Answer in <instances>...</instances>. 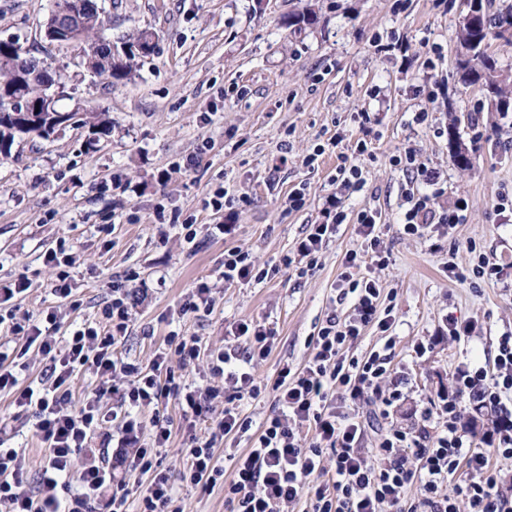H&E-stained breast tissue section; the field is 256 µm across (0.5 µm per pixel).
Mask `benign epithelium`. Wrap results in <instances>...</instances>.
Here are the masks:
<instances>
[{
    "label": "benign epithelium",
    "mask_w": 512,
    "mask_h": 512,
    "mask_svg": "<svg viewBox=\"0 0 512 512\" xmlns=\"http://www.w3.org/2000/svg\"><path fill=\"white\" fill-rule=\"evenodd\" d=\"M90 11L101 15L104 8L99 0H54L44 23V38L49 44L70 53L84 67L88 66L89 57L95 52L103 66L110 70L112 63L119 60L120 53L127 47H117L102 36L93 44H87L83 26ZM14 67L19 79L39 84L42 93L36 97L7 96L4 112L11 113L13 119H25L28 126L43 125L47 129L59 130L70 124V114L54 107L63 88L58 78L59 71L45 64L35 67L25 56L14 59Z\"/></svg>",
    "instance_id": "obj_1"
}]
</instances>
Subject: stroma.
<instances>
[{"mask_svg":"<svg viewBox=\"0 0 512 512\" xmlns=\"http://www.w3.org/2000/svg\"><path fill=\"white\" fill-rule=\"evenodd\" d=\"M308 4L319 24L294 31L289 15ZM50 8L51 0H0V40H18L27 55L63 67L60 108L107 113L112 133L97 139L90 127L71 124L48 140H18L0 159V284L26 285L0 305V315L57 311L63 338L71 325L101 321L113 289L138 293L119 354L147 367L170 332L200 337L204 356L184 372L192 385L209 380L205 356L224 347L229 325L260 320L276 339L255 372L271 382L282 364L305 365L328 315L348 314L351 301L336 286L346 253L361 247L352 217L370 207L381 215L380 248L389 261L375 276L394 324L385 334L366 327L347 354L388 350L391 377L382 391L400 398L388 408L359 402L369 421L362 446L374 453L391 426L436 435L454 368H493L500 337L512 334V290L472 272L476 252L512 261V213L495 208L498 192L512 189V118L475 111L482 92L453 76L463 0H115L103 17L105 35L117 42L147 28L157 42L153 55L138 58L135 78L115 83L48 44L42 24ZM421 84L435 91L433 101L415 96ZM423 109L429 117L420 124L414 116ZM364 111L371 121L363 125L357 115ZM452 112L471 160L467 170L452 160ZM360 141L368 145L362 154ZM409 148L440 172L441 204L467 200L464 224L424 237L400 230L408 177L391 158ZM190 156L196 167L181 170ZM344 157L365 177L362 190L343 199L348 220L315 265L285 268L338 193ZM219 188L234 203L216 211L208 201ZM295 190L304 197L298 209L288 205ZM187 222L197 229L192 248L181 237ZM216 224L236 231L214 237ZM60 247L71 262L75 310L52 291L56 270L45 255ZM234 247L248 251L267 278L226 285L224 252ZM203 282L212 289L211 312L180 315ZM448 314L473 323L472 336L448 335ZM158 411L172 432L162 461L182 512H231L223 487L205 491L181 480L177 450L189 422L177 399ZM0 423L7 426L0 442L38 475L45 445L34 414L17 411L2 391Z\"/></svg>","mask_w":512,"mask_h":512,"instance_id":"35a3bbf8","label":"stroma"}]
</instances>
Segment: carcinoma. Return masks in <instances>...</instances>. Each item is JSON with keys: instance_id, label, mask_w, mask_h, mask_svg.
<instances>
[{"instance_id": "obj_1", "label": "carcinoma", "mask_w": 512, "mask_h": 512, "mask_svg": "<svg viewBox=\"0 0 512 512\" xmlns=\"http://www.w3.org/2000/svg\"><path fill=\"white\" fill-rule=\"evenodd\" d=\"M465 10L456 31V43L462 50L455 64L458 82L465 87L480 85L498 112L512 108V73L499 65L489 53L490 41L500 40L512 46V33L504 35V28L512 29V3L495 4V0H464ZM22 51L18 42H9L0 49V89L14 84L13 53ZM136 54L126 55V61L112 65L110 78L129 80L133 75ZM22 129L13 120L0 118V145L12 149Z\"/></svg>"}]
</instances>
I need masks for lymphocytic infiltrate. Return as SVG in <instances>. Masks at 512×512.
<instances>
[{"instance_id":"1","label":"lymphocytic infiltrate","mask_w":512,"mask_h":512,"mask_svg":"<svg viewBox=\"0 0 512 512\" xmlns=\"http://www.w3.org/2000/svg\"><path fill=\"white\" fill-rule=\"evenodd\" d=\"M415 191L406 193L401 216L404 234L424 236L439 225L464 223L468 204L457 200L453 207L439 205L440 174L415 150L393 156ZM330 221L311 225L295 246L300 258L315 260L336 225L347 213L340 197L327 202ZM357 234L365 251L345 256L347 270L341 277V296H353L346 317L329 315L312 337V353L303 368L282 366L274 382L256 377L254 364L271 352L275 331L261 321L233 324L226 331L227 343L211 352L209 371L214 384L192 386L177 380L170 359L181 367L193 365L201 354V339L171 333L165 349L157 351L150 368L119 358L116 348L128 332L127 296L112 298L103 312L106 325L82 324L66 340L53 334L55 313L44 321L23 319L8 331L19 337L20 348L0 350V391H12L18 408L33 411L36 429L47 446L44 466L37 480H30L22 457L12 448H0V512H124L125 480L144 476L139 486L141 512H180L168 470L159 461L169 447L171 431L152 410L169 397H178L185 413L209 419L207 432L190 434L180 451L181 479L209 491L223 486L232 512H285L289 504L306 501L308 512H458L465 501L468 512H512V475L491 465L492 457L512 458V418L501 411L504 395L512 393V336L501 337L495 374L484 368L459 364L452 373L448 392V423L428 444H420L409 428L388 429L374 454L361 446L366 424L359 413L344 412L341 402L373 399L388 376V357L374 351L367 358H347L346 346L370 325L388 332L391 315H380L381 288L376 278L354 277L363 261L381 268L387 256L379 249L376 234L379 214L361 208L355 218ZM47 364L51 385L37 390L20 386L18 374L27 368L30 355ZM93 371L99 386L85 395L80 410L71 406L70 383L77 367ZM275 392L279 406L268 417L250 448L240 453L232 474H225L215 454L216 441L247 433L252 420L240 403ZM115 395L112 407L101 404L105 394ZM477 395L481 408L494 412L492 427L481 443H474L458 412L464 395ZM224 397L221 415H214L212 402ZM314 429V439L302 445L304 426ZM150 431V446L140 436ZM98 446H90L91 437ZM83 466H76V458ZM332 467H325V460ZM466 478L453 483L458 471ZM419 483L420 494L411 498L407 487Z\"/></svg>"}]
</instances>
